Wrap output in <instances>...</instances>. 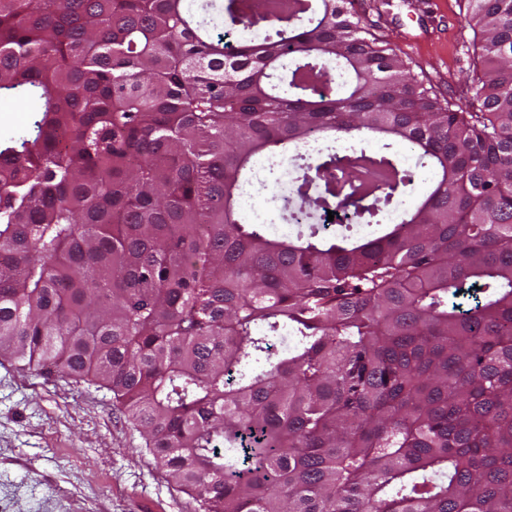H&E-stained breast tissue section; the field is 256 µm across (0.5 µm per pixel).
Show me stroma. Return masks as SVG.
I'll use <instances>...</instances> for the list:
<instances>
[{
  "mask_svg": "<svg viewBox=\"0 0 512 512\" xmlns=\"http://www.w3.org/2000/svg\"><path fill=\"white\" fill-rule=\"evenodd\" d=\"M426 85L447 98L472 69L457 0H358ZM0 512H200L168 481L111 391L0 357Z\"/></svg>",
  "mask_w": 512,
  "mask_h": 512,
  "instance_id": "obj_1",
  "label": "stroma"
}]
</instances>
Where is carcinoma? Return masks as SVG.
Instances as JSON below:
<instances>
[{
  "label": "carcinoma",
  "mask_w": 512,
  "mask_h": 512,
  "mask_svg": "<svg viewBox=\"0 0 512 512\" xmlns=\"http://www.w3.org/2000/svg\"><path fill=\"white\" fill-rule=\"evenodd\" d=\"M458 2L443 102L349 0H0L36 116L0 142V355L111 390L201 512H512V0ZM260 158L291 235L243 217ZM338 205L373 232L320 234Z\"/></svg>",
  "instance_id": "1"
}]
</instances>
